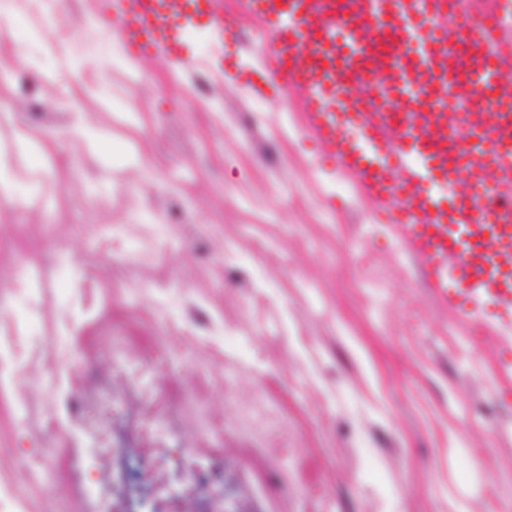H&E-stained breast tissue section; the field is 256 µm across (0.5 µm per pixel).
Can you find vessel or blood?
<instances>
[{
    "instance_id": "vessel-or-blood-1",
    "label": "vessel or blood",
    "mask_w": 512,
    "mask_h": 512,
    "mask_svg": "<svg viewBox=\"0 0 512 512\" xmlns=\"http://www.w3.org/2000/svg\"><path fill=\"white\" fill-rule=\"evenodd\" d=\"M267 23L229 49L222 0H107L105 31L130 57L177 74L202 64L203 35L246 90H304L328 160L380 201L419 256L434 296L512 350V0L496 32L461 0H241Z\"/></svg>"
}]
</instances>
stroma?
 Masks as SVG:
<instances>
[{"label": "stroma", "mask_w": 512, "mask_h": 512, "mask_svg": "<svg viewBox=\"0 0 512 512\" xmlns=\"http://www.w3.org/2000/svg\"><path fill=\"white\" fill-rule=\"evenodd\" d=\"M102 23L96 2L65 42L0 28V47L34 59L38 99L69 116L43 126L8 75L0 152L16 184L50 169L52 204L0 202V245L22 259L32 223L62 256L0 302V335L19 326L38 370L78 382L86 413L55 439L107 422L116 451L92 479L128 472L123 495L157 512L161 485L242 512H512L505 353L432 299L379 202L323 161L304 92L242 89L202 38L206 72L127 61ZM104 301L111 332L64 335ZM114 338L148 383L188 385L190 408L149 406L113 369ZM42 443L0 416V483Z\"/></svg>", "instance_id": "35a3bbf8"}]
</instances>
